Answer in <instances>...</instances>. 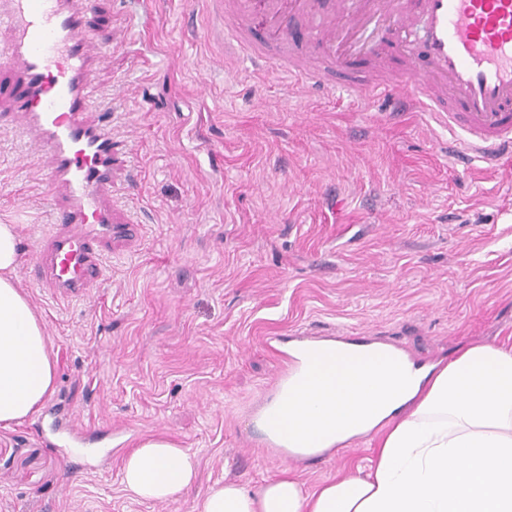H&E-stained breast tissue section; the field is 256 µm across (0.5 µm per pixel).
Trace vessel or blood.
<instances>
[{
	"instance_id": "1",
	"label": "vessel or blood",
	"mask_w": 512,
	"mask_h": 512,
	"mask_svg": "<svg viewBox=\"0 0 512 512\" xmlns=\"http://www.w3.org/2000/svg\"><path fill=\"white\" fill-rule=\"evenodd\" d=\"M258 9L262 37L251 26ZM314 12L312 0H226L224 23L255 66L276 65L323 85L341 73L348 89L433 112L461 134L455 161L494 165L512 153V0H341L321 24L298 28ZM378 22L406 71L397 85L355 75L358 57L381 53L362 38ZM0 24L11 32L0 65L13 73L0 95L64 192L59 222L33 246L35 283L79 298L96 287L105 250L131 232L104 203L129 143L113 136L110 120L89 116L97 17L89 0H0Z\"/></svg>"
}]
</instances>
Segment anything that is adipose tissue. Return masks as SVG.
Returning <instances> with one entry per match:
<instances>
[{"mask_svg": "<svg viewBox=\"0 0 512 512\" xmlns=\"http://www.w3.org/2000/svg\"><path fill=\"white\" fill-rule=\"evenodd\" d=\"M17 225L0 223V424L53 393L56 363L41 317L15 284ZM294 382L258 424L300 455L376 440L367 467L305 489L291 469L250 490L217 481L198 512H512V348L478 343L439 369L391 345L292 342ZM194 453L163 435L124 458V490L144 502L189 491Z\"/></svg>", "mask_w": 512, "mask_h": 512, "instance_id": "1", "label": "adipose tissue"}]
</instances>
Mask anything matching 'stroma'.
I'll use <instances>...</instances> for the list:
<instances>
[{"label":"stroma","mask_w":512,"mask_h":512,"mask_svg":"<svg viewBox=\"0 0 512 512\" xmlns=\"http://www.w3.org/2000/svg\"><path fill=\"white\" fill-rule=\"evenodd\" d=\"M216 2L91 0V112L130 144L110 200L141 235L114 245L82 298L20 264L57 374L34 415L0 425V512H195L217 480L258 486L289 466L312 487L366 465V441L295 463L264 442L273 338L339 333L425 365L512 344V161L456 163L429 113L254 71ZM4 107L0 222L28 248L62 197ZM65 413L96 447H62ZM153 434L200 460L177 500L121 485L128 450Z\"/></svg>","instance_id":"35a3bbf8"}]
</instances>
